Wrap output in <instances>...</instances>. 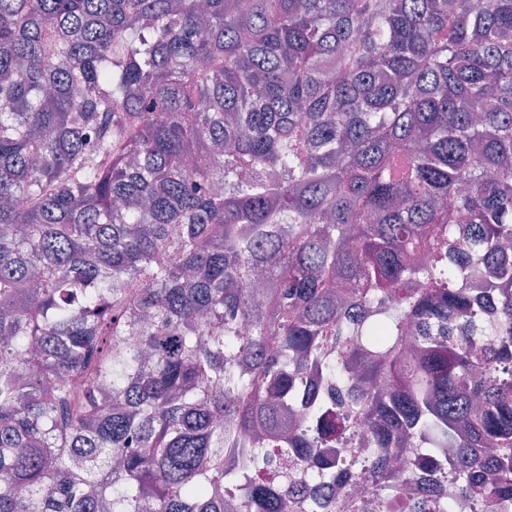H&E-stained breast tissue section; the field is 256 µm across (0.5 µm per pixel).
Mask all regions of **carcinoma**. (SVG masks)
<instances>
[{
  "mask_svg": "<svg viewBox=\"0 0 512 512\" xmlns=\"http://www.w3.org/2000/svg\"><path fill=\"white\" fill-rule=\"evenodd\" d=\"M511 244L512 0H0V512H496ZM367 439V433L363 429L354 428L350 433V438L344 442L338 448L331 449V456L335 460L336 469H346V466L353 462V458L358 461L362 457L354 450L356 448H374L373 444L364 445V441ZM438 484L441 485L444 494V501L446 503V511L448 512H472L473 509L463 503L455 491V474L454 471L448 467V471L443 474H437L436 478ZM391 510L388 501L366 486L361 487L355 499L336 498V512H392Z\"/></svg>",
  "mask_w": 512,
  "mask_h": 512,
  "instance_id": "1",
  "label": "carcinoma"
}]
</instances>
